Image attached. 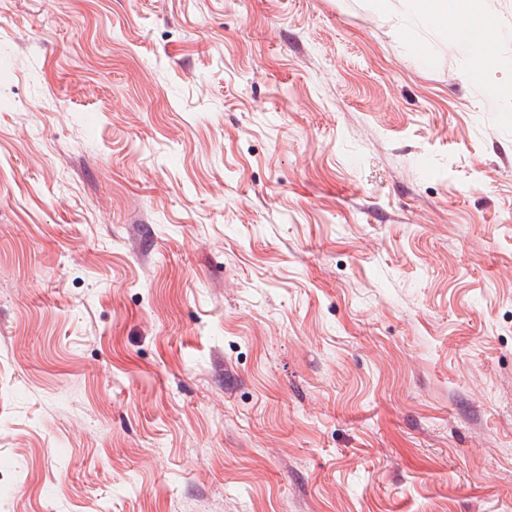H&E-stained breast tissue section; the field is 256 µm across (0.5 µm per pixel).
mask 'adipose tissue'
<instances>
[{
    "label": "adipose tissue",
    "instance_id": "adipose-tissue-1",
    "mask_svg": "<svg viewBox=\"0 0 512 512\" xmlns=\"http://www.w3.org/2000/svg\"><path fill=\"white\" fill-rule=\"evenodd\" d=\"M411 8L412 24L430 27L450 37L458 47L481 57V67L471 71L470 78L482 80L486 68L495 62L498 25L481 0H412Z\"/></svg>",
    "mask_w": 512,
    "mask_h": 512
}]
</instances>
